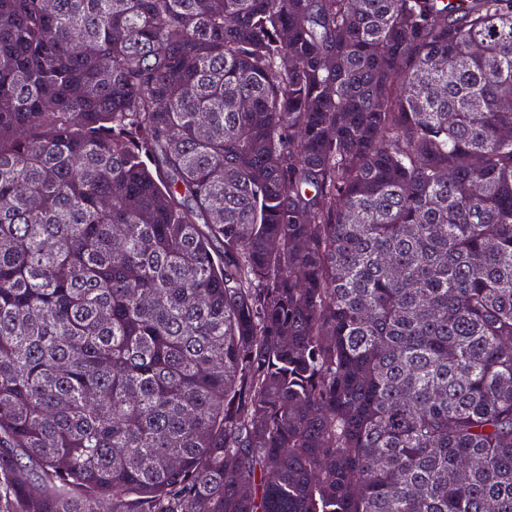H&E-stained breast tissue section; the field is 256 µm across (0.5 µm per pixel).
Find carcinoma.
I'll list each match as a JSON object with an SVG mask.
<instances>
[{
	"label": "carcinoma",
	"instance_id": "1",
	"mask_svg": "<svg viewBox=\"0 0 512 512\" xmlns=\"http://www.w3.org/2000/svg\"><path fill=\"white\" fill-rule=\"evenodd\" d=\"M44 2L0 512H512V0Z\"/></svg>",
	"mask_w": 512,
	"mask_h": 512
}]
</instances>
